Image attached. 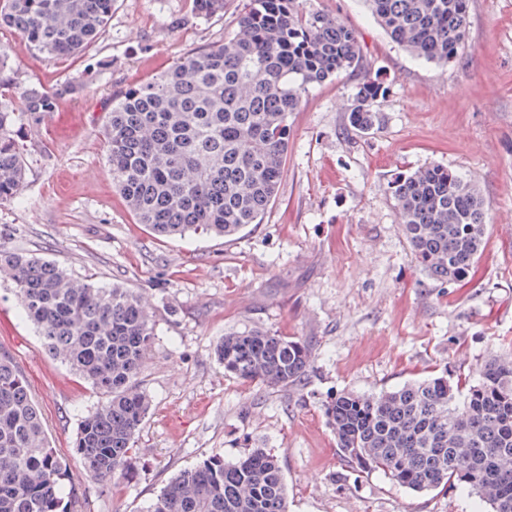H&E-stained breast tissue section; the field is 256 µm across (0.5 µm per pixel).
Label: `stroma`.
<instances>
[{"label": "stroma", "instance_id": "stroma-1", "mask_svg": "<svg viewBox=\"0 0 512 512\" xmlns=\"http://www.w3.org/2000/svg\"><path fill=\"white\" fill-rule=\"evenodd\" d=\"M243 4L224 0L223 12L204 17L193 0H115L105 31L67 59L16 52V33L0 30L12 77L0 104L19 114L26 164L19 196L0 204V242L74 277L135 289L153 315L142 369L152 406L133 469L101 482L71 463L82 512H147L179 471L254 448L278 456L288 512H482L477 496L451 487L415 493L356 472L324 406L346 391L468 377L512 350V0H470L465 48L447 64L406 53L364 0H298L352 28L361 61L312 89L289 116L288 155L262 223L230 240L157 236L112 187L105 112L117 89L223 42ZM366 75L388 92L379 126L359 135L347 117ZM66 84L72 90L55 111H23L26 89ZM431 164L475 184L491 217L486 249L459 284L421 270L387 191L394 173ZM245 329L309 342L300 386L270 391L225 375L215 346ZM0 348L25 377L53 448L72 455L100 395L43 349L6 275Z\"/></svg>", "mask_w": 512, "mask_h": 512}]
</instances>
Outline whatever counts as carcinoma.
Listing matches in <instances>:
<instances>
[{"mask_svg":"<svg viewBox=\"0 0 512 512\" xmlns=\"http://www.w3.org/2000/svg\"><path fill=\"white\" fill-rule=\"evenodd\" d=\"M365 2L416 59L446 64L465 46L470 0ZM112 3L0 0V29L48 57H69L98 38ZM360 53L337 16L301 10L296 0H247L223 43L112 93L103 136L113 187L159 236L240 235L277 196L288 117ZM386 93L381 82L361 79L349 127L374 129ZM58 97L29 89L23 105L51 112ZM20 138L15 113L0 105V203L17 198L24 183ZM388 190L418 265L434 279L465 281L490 224L477 187L433 164L396 174ZM1 269L46 349L104 395L81 421L73 454L93 479L112 480L128 468L150 408L139 384L155 336L149 304L132 288L75 278L2 243ZM215 354L225 373L268 390L298 385L311 363L305 340L260 330L224 334ZM324 414L336 447L360 471L417 493L468 490L489 512H512V353L487 360L473 382L438 376L378 394L345 392ZM68 476L24 376L0 349V512H80ZM148 512H288V485L278 457L263 448L233 461L214 455L173 476Z\"/></svg>","mask_w":512,"mask_h":512,"instance_id":"obj_1","label":"carcinoma"}]
</instances>
